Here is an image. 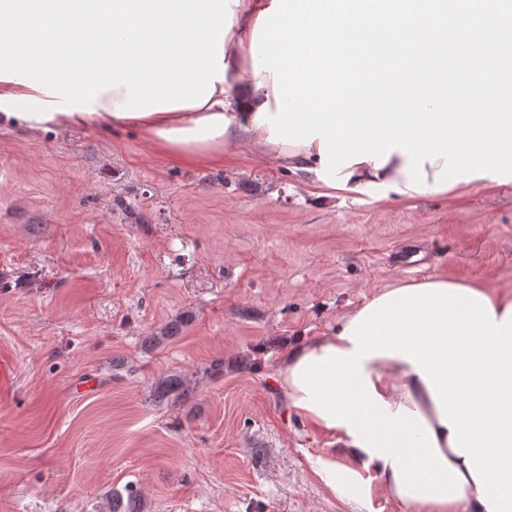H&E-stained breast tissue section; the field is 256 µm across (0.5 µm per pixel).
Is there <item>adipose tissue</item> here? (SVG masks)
I'll list each match as a JSON object with an SVG mask.
<instances>
[{
    "label": "adipose tissue",
    "instance_id": "obj_1",
    "mask_svg": "<svg viewBox=\"0 0 512 512\" xmlns=\"http://www.w3.org/2000/svg\"><path fill=\"white\" fill-rule=\"evenodd\" d=\"M273 0H0V124L132 131L170 162L220 167L247 143L318 189L319 142H270L273 75L251 43ZM401 151L351 166L359 201L415 199ZM287 404L373 469L405 512H512V292L479 278L399 282L296 342Z\"/></svg>",
    "mask_w": 512,
    "mask_h": 512
}]
</instances>
